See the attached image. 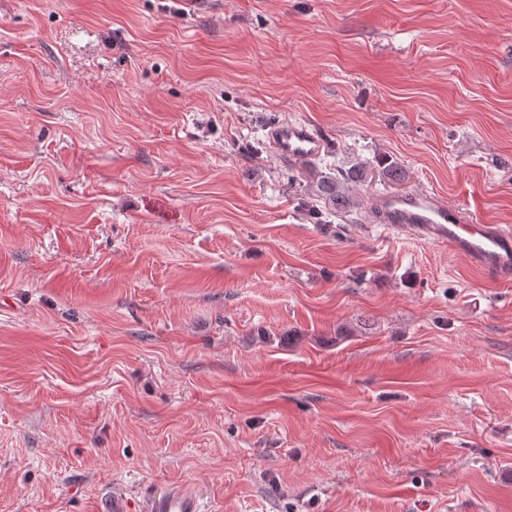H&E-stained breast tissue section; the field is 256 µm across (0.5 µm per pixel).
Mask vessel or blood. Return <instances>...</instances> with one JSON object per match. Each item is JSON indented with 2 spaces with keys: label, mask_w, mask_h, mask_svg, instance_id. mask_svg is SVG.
<instances>
[{
  "label": "vessel or blood",
  "mask_w": 512,
  "mask_h": 512,
  "mask_svg": "<svg viewBox=\"0 0 512 512\" xmlns=\"http://www.w3.org/2000/svg\"><path fill=\"white\" fill-rule=\"evenodd\" d=\"M273 154L282 161L308 162L321 153L323 144L300 122H285L270 133ZM378 223L438 246L447 247L498 279L512 278V229L488 224L462 208L417 191H399L372 203ZM158 512H202L191 487L184 486L161 500Z\"/></svg>",
  "instance_id": "obj_1"
}]
</instances>
